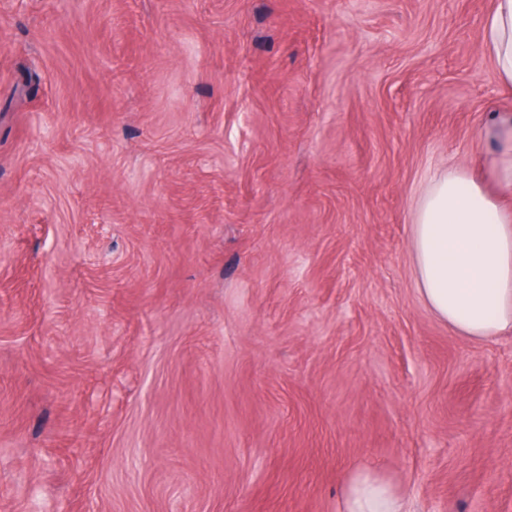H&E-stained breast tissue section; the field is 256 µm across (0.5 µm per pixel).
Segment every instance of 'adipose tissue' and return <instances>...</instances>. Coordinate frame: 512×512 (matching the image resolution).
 Listing matches in <instances>:
<instances>
[{
    "instance_id": "adipose-tissue-1",
    "label": "adipose tissue",
    "mask_w": 512,
    "mask_h": 512,
    "mask_svg": "<svg viewBox=\"0 0 512 512\" xmlns=\"http://www.w3.org/2000/svg\"><path fill=\"white\" fill-rule=\"evenodd\" d=\"M482 49L499 80L512 86V0H494ZM481 162L489 180L455 166L435 173L413 212L412 248L419 293L458 335L482 341L512 331V114L494 113ZM338 512H410L393 483L356 469Z\"/></svg>"
}]
</instances>
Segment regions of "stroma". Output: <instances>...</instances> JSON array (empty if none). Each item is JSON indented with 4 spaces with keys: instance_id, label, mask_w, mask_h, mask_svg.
Returning <instances> with one entry per match:
<instances>
[{
    "instance_id": "stroma-1",
    "label": "stroma",
    "mask_w": 512,
    "mask_h": 512,
    "mask_svg": "<svg viewBox=\"0 0 512 512\" xmlns=\"http://www.w3.org/2000/svg\"><path fill=\"white\" fill-rule=\"evenodd\" d=\"M491 7L0 0V512H512V332L412 252ZM338 512H412L393 483L369 468H358L348 479Z\"/></svg>"
}]
</instances>
